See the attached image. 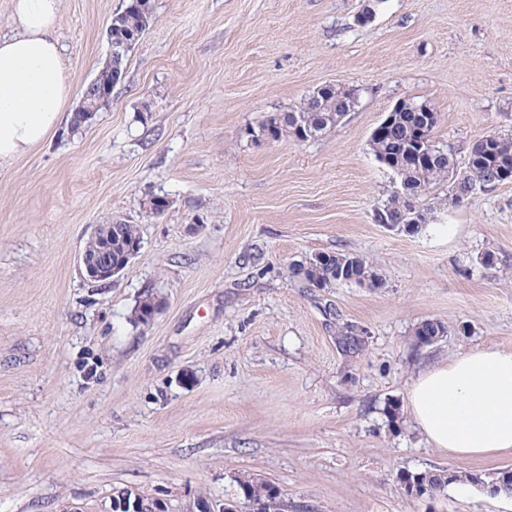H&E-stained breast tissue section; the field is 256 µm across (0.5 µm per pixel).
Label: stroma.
Returning a JSON list of instances; mask_svg holds the SVG:
<instances>
[{
  "label": "stroma",
  "mask_w": 512,
  "mask_h": 512,
  "mask_svg": "<svg viewBox=\"0 0 512 512\" xmlns=\"http://www.w3.org/2000/svg\"><path fill=\"white\" fill-rule=\"evenodd\" d=\"M125 3L62 0L67 119L0 162V512H110L126 489L217 510L243 475L306 512H512L471 485L407 496L400 472L488 475L512 454L452 458L384 414L419 372L512 350V181L460 203L440 183L430 224L390 230L374 214L392 175L369 143L409 98L458 169L512 134V0H376L365 25L363 0H152L111 102L71 129ZM329 83L358 94L336 127L248 137ZM116 222L142 247L90 281L80 253ZM318 252L363 257L376 285L310 286L292 268ZM149 294L162 308L134 324ZM426 319L447 333L420 346Z\"/></svg>",
  "instance_id": "35a3bbf8"
}]
</instances>
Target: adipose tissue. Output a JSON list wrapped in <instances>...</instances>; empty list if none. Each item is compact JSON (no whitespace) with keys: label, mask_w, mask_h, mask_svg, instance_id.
Wrapping results in <instances>:
<instances>
[{"label":"adipose tissue","mask_w":512,"mask_h":512,"mask_svg":"<svg viewBox=\"0 0 512 512\" xmlns=\"http://www.w3.org/2000/svg\"><path fill=\"white\" fill-rule=\"evenodd\" d=\"M62 0H12L14 31L0 36V162L55 130L70 96L55 37ZM407 405L433 447L455 457L512 454V350L474 349L426 369Z\"/></svg>","instance_id":"ef3b65f1"}]
</instances>
